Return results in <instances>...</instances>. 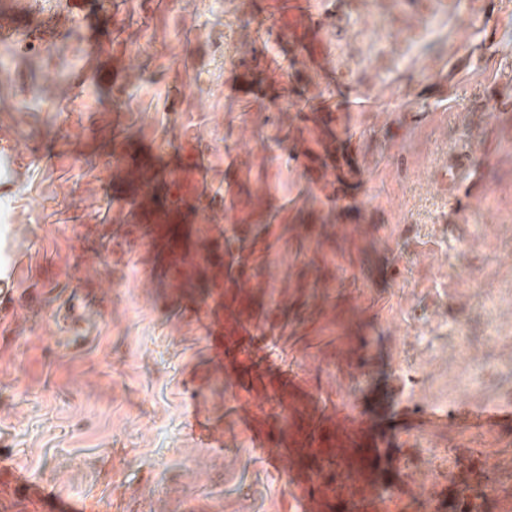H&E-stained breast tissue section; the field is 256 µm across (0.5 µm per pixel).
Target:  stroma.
I'll return each mask as SVG.
<instances>
[{"mask_svg": "<svg viewBox=\"0 0 512 512\" xmlns=\"http://www.w3.org/2000/svg\"><path fill=\"white\" fill-rule=\"evenodd\" d=\"M18 6L34 36L0 40V274L16 273L0 301L1 468L85 512H299L254 450L285 425L275 399L339 426L340 448L367 413L364 444L391 448L378 460L391 500L339 481L311 512H421L428 440L455 459L436 504L483 445L512 474V414L474 412L512 405V0H0ZM317 37L326 58L291 70L285 49ZM255 59L298 94L241 89ZM351 95L369 109L342 113ZM298 112L330 115L346 198L290 155ZM142 160L188 210L190 239L272 224L262 281L295 321L277 336L253 319L237 375L205 331L229 330L230 310L180 287L142 228L152 203L122 184ZM309 203L362 236L332 256L335 280L300 294L288 276L312 253L278 227ZM461 328L503 342L479 390L435 422L409 386L451 387ZM418 331L431 343L399 345Z\"/></svg>", "mask_w": 512, "mask_h": 512, "instance_id": "35a3bbf8", "label": "stroma"}]
</instances>
